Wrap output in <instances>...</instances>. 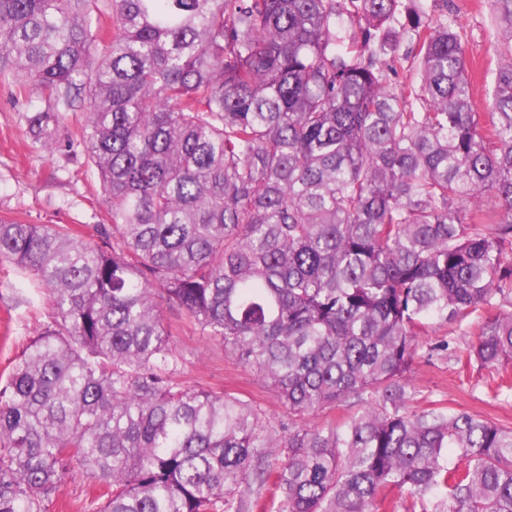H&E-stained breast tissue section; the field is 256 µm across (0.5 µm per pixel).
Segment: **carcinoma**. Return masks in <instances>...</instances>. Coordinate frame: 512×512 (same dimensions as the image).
Segmentation results:
<instances>
[{
    "label": "carcinoma",
    "mask_w": 512,
    "mask_h": 512,
    "mask_svg": "<svg viewBox=\"0 0 512 512\" xmlns=\"http://www.w3.org/2000/svg\"><path fill=\"white\" fill-rule=\"evenodd\" d=\"M491 111L448 0H0V81L44 150L79 145L110 223L0 220L49 321L0 379V512H47L77 469L92 512H512V428L411 406L427 320L512 299V0ZM419 79L393 82L403 60ZM497 208L487 207L490 200ZM185 312L288 408L178 379ZM469 360L512 361V312ZM346 420L310 413L346 400ZM283 456L275 463L271 457Z\"/></svg>",
    "instance_id": "carcinoma-1"
}]
</instances>
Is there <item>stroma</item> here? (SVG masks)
I'll use <instances>...</instances> for the list:
<instances>
[{
  "mask_svg": "<svg viewBox=\"0 0 512 512\" xmlns=\"http://www.w3.org/2000/svg\"><path fill=\"white\" fill-rule=\"evenodd\" d=\"M496 12L495 0H448V16L455 22L472 72L474 106L481 112L490 111L493 102L499 61ZM25 112L14 88L0 83V218L62 224L83 239H95V225L108 221L107 204L94 167L73 144L84 114L68 113L56 146L45 151L33 144ZM50 312L47 295L34 280L0 263V376L7 375ZM491 314L484 308L459 323L424 325L411 372L414 406L467 411L512 426V387L496 388L490 382L492 370L466 361L477 340L475 324ZM164 317L185 385L234 391L261 405L273 429L287 423L288 411L276 392L226 353L222 342L203 335L182 312L168 309ZM98 495L95 480L73 472L48 512H88Z\"/></svg>",
  "mask_w": 512,
  "mask_h": 512,
  "instance_id": "obj_1",
  "label": "stroma"
}]
</instances>
